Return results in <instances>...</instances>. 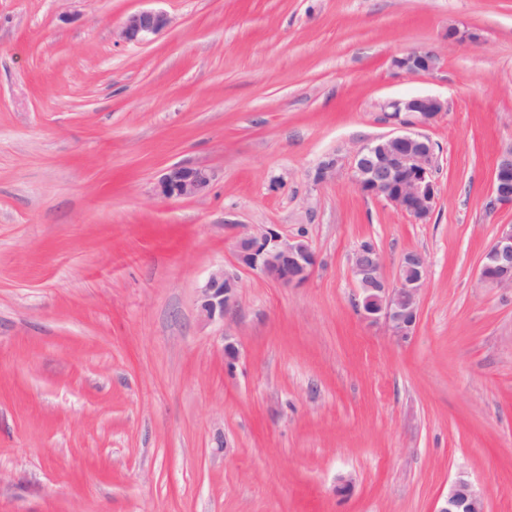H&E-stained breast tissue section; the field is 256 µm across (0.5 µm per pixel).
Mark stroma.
<instances>
[{
	"mask_svg": "<svg viewBox=\"0 0 512 512\" xmlns=\"http://www.w3.org/2000/svg\"><path fill=\"white\" fill-rule=\"evenodd\" d=\"M155 6L166 31L118 38ZM423 46L438 71L392 67ZM422 94L448 110L418 223L347 162ZM511 144L512 0H0V512H435L460 474L512 512V288L479 278ZM174 164L206 193L158 195ZM263 224L308 239L305 284L238 264ZM366 240L391 282L428 260L407 340L355 308ZM219 267L240 288L206 325ZM489 205L512 206V145L502 150L497 158L491 179ZM238 288V280L224 273V268L212 272L197 297L201 321L206 325L222 322L236 302Z\"/></svg>",
	"mask_w": 512,
	"mask_h": 512,
	"instance_id": "obj_1",
	"label": "stroma"
}]
</instances>
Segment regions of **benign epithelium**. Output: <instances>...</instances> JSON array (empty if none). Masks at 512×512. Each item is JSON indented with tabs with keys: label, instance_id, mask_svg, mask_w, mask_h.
<instances>
[{
	"label": "benign epithelium",
	"instance_id": "1",
	"mask_svg": "<svg viewBox=\"0 0 512 512\" xmlns=\"http://www.w3.org/2000/svg\"><path fill=\"white\" fill-rule=\"evenodd\" d=\"M171 17L160 9L139 10L127 15L118 36L128 43L150 41L169 28ZM441 56L433 47H421L396 57L392 65L408 74H431L440 68ZM448 103L435 95H417L388 103L392 118L403 128L373 138L354 154L352 178L366 197L382 200L396 210L424 222L438 200L434 178L436 144L421 129L432 126ZM339 157L329 156L316 167L313 180L320 184L338 169ZM212 175L202 167L174 164L158 180L165 198H193L209 187ZM490 206H512V146L502 150L493 170ZM240 265L282 285L305 283L317 266V256L303 235L285 236L274 225H263L242 234L235 244ZM383 256L373 242L359 246L351 258V272L358 285L357 310L370 323H383L390 335L404 340L413 334L420 297L428 275L427 259L419 251L407 252L394 284L383 277ZM480 280L494 288H512V224L499 226L485 252ZM238 280L220 268L199 289L197 307L204 324L224 321L234 306ZM487 492L460 474L435 512H487Z\"/></svg>",
	"mask_w": 512,
	"mask_h": 512
}]
</instances>
